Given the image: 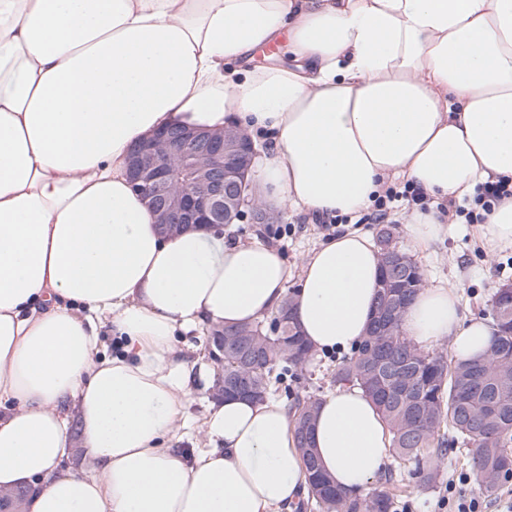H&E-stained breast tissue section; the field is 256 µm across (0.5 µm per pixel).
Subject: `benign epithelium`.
Here are the masks:
<instances>
[{
  "label": "benign epithelium",
  "instance_id": "1",
  "mask_svg": "<svg viewBox=\"0 0 512 512\" xmlns=\"http://www.w3.org/2000/svg\"><path fill=\"white\" fill-rule=\"evenodd\" d=\"M253 157L252 141L240 129L184 125L135 146L128 178L165 233L232 224L248 204L256 223L271 224L275 213L251 197Z\"/></svg>",
  "mask_w": 512,
  "mask_h": 512
}]
</instances>
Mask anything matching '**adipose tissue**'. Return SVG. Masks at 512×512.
<instances>
[{"mask_svg":"<svg viewBox=\"0 0 512 512\" xmlns=\"http://www.w3.org/2000/svg\"><path fill=\"white\" fill-rule=\"evenodd\" d=\"M285 41L290 63L252 66ZM272 134L261 202L354 215L383 185L459 200L512 181V0H0V493L21 512H287L306 488L292 418L227 397L211 449H176L211 371L176 336L237 327L290 301L313 351L367 333L381 279L361 232L291 271L275 246L223 229L163 233L128 181L131 147L171 125ZM512 247V199L476 225ZM456 286L420 289L400 322L430 348L484 357L494 329L462 319ZM122 340L101 353L104 334ZM323 471L368 490L391 448L358 387L325 396Z\"/></svg>","mask_w":512,"mask_h":512,"instance_id":"ef3b65f1","label":"adipose tissue"}]
</instances>
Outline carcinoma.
<instances>
[{
	"mask_svg": "<svg viewBox=\"0 0 512 512\" xmlns=\"http://www.w3.org/2000/svg\"><path fill=\"white\" fill-rule=\"evenodd\" d=\"M391 282L398 293L379 288L376 309L395 295L410 301L419 290L420 270L411 258L382 269L381 282ZM496 335L489 355L479 361L449 360L412 344L399 324L378 332L371 323L357 351L336 371L334 382L356 386L376 405L390 435L395 457L423 460L440 454L445 441L441 425L470 456L476 479L484 474L512 473V308L494 298ZM314 353L291 325L273 318L238 327L237 339L224 345V391H231L241 372L248 373L252 390L264 399L292 369L307 365ZM318 399L298 396L289 408L297 447L308 473L307 500L299 509L318 512H393L394 497L371 491L346 495L321 471L304 429H312Z\"/></svg>",
	"mask_w": 512,
	"mask_h": 512,
	"instance_id": "cac0c4a2",
	"label": "carcinoma"
}]
</instances>
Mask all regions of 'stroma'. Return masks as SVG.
Returning <instances> with one entry per match:
<instances>
[{"label":"stroma","mask_w":512,"mask_h":512,"mask_svg":"<svg viewBox=\"0 0 512 512\" xmlns=\"http://www.w3.org/2000/svg\"><path fill=\"white\" fill-rule=\"evenodd\" d=\"M403 211L391 209L383 223L362 224L361 232L378 237L382 228H389L393 242L411 254L422 272L424 282L452 284L459 293L462 316H480L492 319L493 296L502 284L512 283V270L499 271L498 265L512 257V247L488 251L473 234L470 224L452 225L448 234L428 251L414 250L402 224ZM279 224H293L292 233L277 240L276 245L293 269H300L305 256L325 239L322 221L314 215L289 216L279 213ZM345 357L344 352L319 353L314 360L298 370V378L291 386H275L273 397L292 404L294 393L323 397L335 391L333 377ZM389 472L380 473L371 483L372 488L397 494L396 512H445L442 499L458 496H480L483 512H500L502 504L512 496V477L501 480L492 495L480 494L476 478L468 465L465 452L448 445L443 455L424 459V467L439 473L435 484L423 487L414 463L389 458Z\"/></svg>","instance_id":"35a3bbf8"}]
</instances>
